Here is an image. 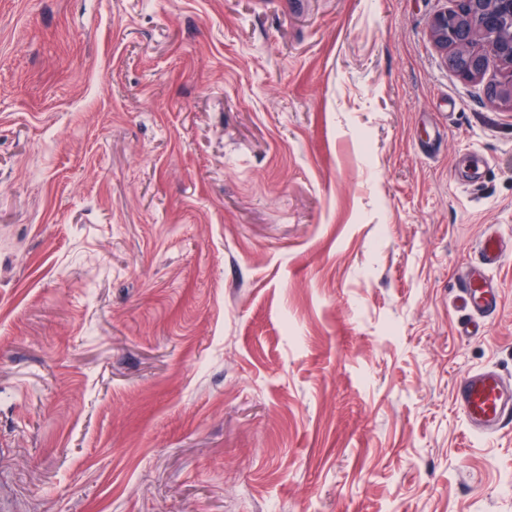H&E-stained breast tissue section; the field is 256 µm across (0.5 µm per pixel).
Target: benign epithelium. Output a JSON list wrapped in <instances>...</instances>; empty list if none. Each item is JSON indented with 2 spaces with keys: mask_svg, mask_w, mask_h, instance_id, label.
Returning a JSON list of instances; mask_svg holds the SVG:
<instances>
[{
  "mask_svg": "<svg viewBox=\"0 0 512 512\" xmlns=\"http://www.w3.org/2000/svg\"><path fill=\"white\" fill-rule=\"evenodd\" d=\"M436 13L427 36L444 62L464 80H481L492 71L490 100L512 109V0H452Z\"/></svg>",
  "mask_w": 512,
  "mask_h": 512,
  "instance_id": "1",
  "label": "benign epithelium"
}]
</instances>
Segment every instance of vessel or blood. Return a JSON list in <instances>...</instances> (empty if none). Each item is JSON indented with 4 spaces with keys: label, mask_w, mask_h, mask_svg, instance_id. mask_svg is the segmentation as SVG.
<instances>
[{
    "label": "vessel or blood",
    "mask_w": 512,
    "mask_h": 512,
    "mask_svg": "<svg viewBox=\"0 0 512 512\" xmlns=\"http://www.w3.org/2000/svg\"><path fill=\"white\" fill-rule=\"evenodd\" d=\"M477 254V264L464 276V304L480 316L492 312L498 304L488 273L504 261L506 252L496 238L489 237L480 244ZM455 402L475 430L491 434L512 413V388L495 371L474 372L457 382Z\"/></svg>",
    "instance_id": "obj_1"
}]
</instances>
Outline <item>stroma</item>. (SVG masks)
Instances as JSON below:
<instances>
[{
    "mask_svg": "<svg viewBox=\"0 0 512 512\" xmlns=\"http://www.w3.org/2000/svg\"><path fill=\"white\" fill-rule=\"evenodd\" d=\"M450 5L0 0V512H512L453 397L512 382V109ZM478 262L464 276V304L475 315L492 312L498 294L492 289L488 272L505 260L506 252L496 238H486L477 249Z\"/></svg>",
    "mask_w": 512,
    "mask_h": 512,
    "instance_id": "stroma-1",
    "label": "stroma"
}]
</instances>
